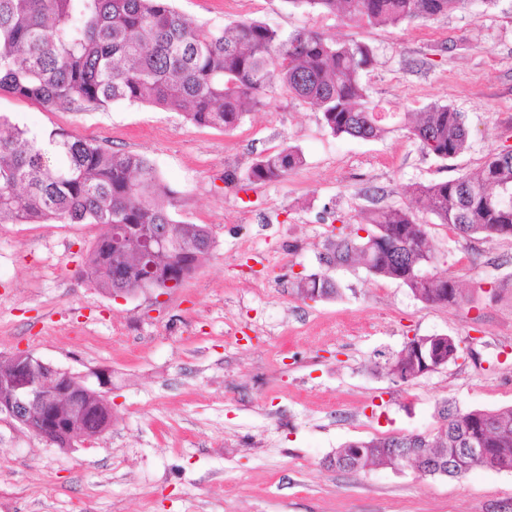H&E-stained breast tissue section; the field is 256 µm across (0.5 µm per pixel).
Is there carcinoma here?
I'll use <instances>...</instances> for the list:
<instances>
[{
  "label": "carcinoma",
  "instance_id": "cac0c4a2",
  "mask_svg": "<svg viewBox=\"0 0 512 512\" xmlns=\"http://www.w3.org/2000/svg\"><path fill=\"white\" fill-rule=\"evenodd\" d=\"M368 25L427 21L460 8L465 0H288ZM375 61L363 42H338L311 29L283 34L258 20L222 28L197 24L171 0H0V93L45 109L84 111L138 103L180 113L194 126L237 128L245 106L261 108L281 91L321 113L334 136L379 139L408 113L380 116L362 74ZM409 132L425 154L456 157L468 148L466 116L432 104L415 114ZM305 162L296 146L256 158L246 172L224 174L227 188L284 179ZM438 223L468 238H512V149L494 150L475 176H460L413 189ZM174 192L142 154L107 150L64 130L31 135L0 115V224H103L107 232L88 252L81 275L102 292L153 286L170 293L181 286L213 246L206 224L174 219ZM366 235H361V232ZM160 241L148 246L145 238ZM328 268L361 265L397 280L419 301L452 306L456 281L427 271L437 260L425 225L413 208L383 206L366 223L337 228L320 258ZM305 299L339 294L325 273L304 274ZM449 337L408 340L389 355L385 372L409 383L434 361L458 358ZM84 409L80 430L92 437L108 428L112 412L99 396L77 385ZM432 435H386L350 441L326 459L330 467L362 472L400 460L394 448H412L430 462L451 459L462 448L489 449L477 466L512 468V406L461 410L445 403Z\"/></svg>",
  "mask_w": 512,
  "mask_h": 512
}]
</instances>
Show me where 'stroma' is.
<instances>
[{
    "instance_id": "35a3bbf8",
    "label": "stroma",
    "mask_w": 512,
    "mask_h": 512,
    "mask_svg": "<svg viewBox=\"0 0 512 512\" xmlns=\"http://www.w3.org/2000/svg\"><path fill=\"white\" fill-rule=\"evenodd\" d=\"M173 5L211 27L253 19L365 42L372 100L394 112L450 105L467 117L469 147L443 160L402 127L336 137L285 94L231 131L144 104L69 112L0 94V114L30 133L65 130L145 155L177 193L175 219L208 225L214 239L180 288L116 301L77 278L104 225L0 224V353L104 374L112 404L111 426L69 451L1 417L0 512H512V471L422 477L406 462L360 473L324 463L349 441L434 433L445 401L512 406V238L455 235L412 195L512 146V0H466L398 26L287 0ZM286 145L305 156L287 178L225 189V171ZM387 205L413 207L460 304L422 303L360 265L332 270L338 296L301 299L297 278L323 272L333 227ZM414 336H449L466 351L393 384L385 356Z\"/></svg>"
}]
</instances>
